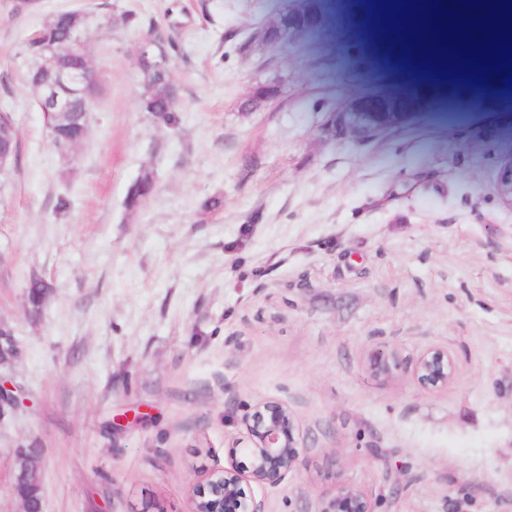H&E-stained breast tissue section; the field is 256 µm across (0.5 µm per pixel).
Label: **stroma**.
Instances as JSON below:
<instances>
[{
  "label": "stroma",
  "mask_w": 512,
  "mask_h": 512,
  "mask_svg": "<svg viewBox=\"0 0 512 512\" xmlns=\"http://www.w3.org/2000/svg\"><path fill=\"white\" fill-rule=\"evenodd\" d=\"M18 2L0 0V109L19 140L0 178V331L19 355L0 378L20 399L0 414V512H21L12 484L32 446L42 512H192L264 400L288 404L305 448L281 484L251 486L266 512H316L340 480L374 512H512L503 78L442 105L417 89L415 43L386 53L401 34L330 0ZM87 5L100 92L63 155L25 43L49 13ZM284 7L310 16L306 32L250 42ZM124 11L131 26L108 25ZM146 36L167 54L173 127L140 106ZM270 80L277 101L244 108ZM354 101L386 113L379 139L323 134ZM147 171L154 191L129 208ZM33 279L49 288L36 309ZM432 346L457 367L440 392L412 376ZM378 350L397 356L386 380L369 371Z\"/></svg>",
  "instance_id": "stroma-1"
}]
</instances>
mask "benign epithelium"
Returning a JSON list of instances; mask_svg holds the SVG:
<instances>
[{"instance_id": "obj_1", "label": "benign epithelium", "mask_w": 512, "mask_h": 512, "mask_svg": "<svg viewBox=\"0 0 512 512\" xmlns=\"http://www.w3.org/2000/svg\"><path fill=\"white\" fill-rule=\"evenodd\" d=\"M306 15L288 11V20L277 31L272 45L286 38H295L306 29ZM84 88L99 84L95 70L88 69L74 75L61 72L50 82L42 84L41 105L52 117L69 111L70 86ZM382 125L378 116L358 106H347L329 113L325 132L333 138L357 139L379 132ZM496 189L503 203L512 208V158L499 168ZM395 367L391 353L378 352L371 357L370 368L374 376L388 377ZM456 364L452 356L436 347L423 350L413 367V377L419 386L439 391L455 378ZM246 436L236 441L232 455L242 454L249 465L234 463L209 472L198 485L192 512H266L265 502L253 494H246L243 485H277L297 470L303 446L290 418L288 405L279 401L258 403L245 416ZM318 512H374L368 494L359 486L345 480L336 483L334 495L321 501Z\"/></svg>"}]
</instances>
